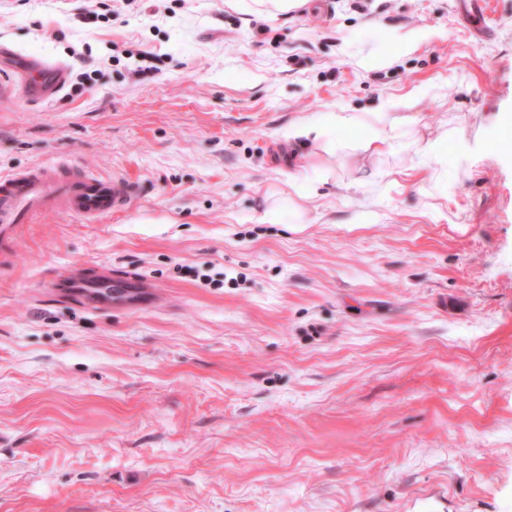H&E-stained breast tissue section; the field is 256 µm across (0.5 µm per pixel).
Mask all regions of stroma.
Returning a JSON list of instances; mask_svg holds the SVG:
<instances>
[{"label": "stroma", "instance_id": "35a3bbf8", "mask_svg": "<svg viewBox=\"0 0 512 512\" xmlns=\"http://www.w3.org/2000/svg\"><path fill=\"white\" fill-rule=\"evenodd\" d=\"M491 3L477 30L456 0H0V77L68 70L59 98L0 92V175L140 186L0 258V512H512V0ZM386 112L414 122L378 150ZM336 114L360 123L286 137ZM102 263L154 304L49 286Z\"/></svg>", "mask_w": 512, "mask_h": 512}]
</instances>
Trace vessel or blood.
Here are the masks:
<instances>
[{
    "instance_id": "1",
    "label": "vessel or blood",
    "mask_w": 512,
    "mask_h": 512,
    "mask_svg": "<svg viewBox=\"0 0 512 512\" xmlns=\"http://www.w3.org/2000/svg\"><path fill=\"white\" fill-rule=\"evenodd\" d=\"M66 81L59 64L37 65L28 85V98L45 101L58 95ZM137 192L126 179L105 178L76 167L44 165L21 169L0 177V252L9 253L24 224L48 213L88 218L123 212ZM59 286L87 301L92 307L120 303L131 308L151 305L155 285L149 278L109 266L94 274L71 270Z\"/></svg>"
}]
</instances>
